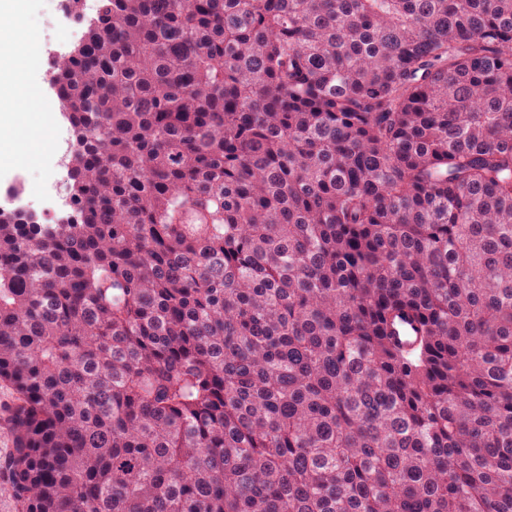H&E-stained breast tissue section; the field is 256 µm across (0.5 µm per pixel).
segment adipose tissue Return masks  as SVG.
I'll return each instance as SVG.
<instances>
[{
	"label": "adipose tissue",
	"instance_id": "obj_1",
	"mask_svg": "<svg viewBox=\"0 0 512 512\" xmlns=\"http://www.w3.org/2000/svg\"><path fill=\"white\" fill-rule=\"evenodd\" d=\"M25 4L26 0H0V161L9 155L10 144L4 135L15 127V109L24 96L22 71L37 64L28 43L7 23Z\"/></svg>",
	"mask_w": 512,
	"mask_h": 512
}]
</instances>
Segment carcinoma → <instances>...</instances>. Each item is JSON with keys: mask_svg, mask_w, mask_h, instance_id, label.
I'll return each mask as SVG.
<instances>
[{"mask_svg": "<svg viewBox=\"0 0 512 512\" xmlns=\"http://www.w3.org/2000/svg\"><path fill=\"white\" fill-rule=\"evenodd\" d=\"M71 211L0 214L22 512H512V0H96Z\"/></svg>", "mask_w": 512, "mask_h": 512, "instance_id": "1", "label": "carcinoma"}]
</instances>
